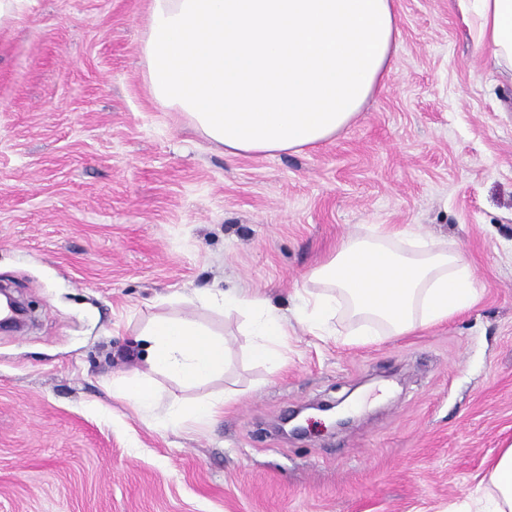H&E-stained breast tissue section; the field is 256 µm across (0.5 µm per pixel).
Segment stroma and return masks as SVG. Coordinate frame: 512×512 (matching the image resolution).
<instances>
[{"label": "stroma", "mask_w": 512, "mask_h": 512, "mask_svg": "<svg viewBox=\"0 0 512 512\" xmlns=\"http://www.w3.org/2000/svg\"><path fill=\"white\" fill-rule=\"evenodd\" d=\"M151 0H29L0 30V512H447L512 444V70L468 0H396L393 72L319 147L230 155L150 96ZM410 226L463 254L480 301L352 344L311 332L297 289L336 244ZM257 289L290 315L283 360L251 356ZM157 316L227 340L222 375L163 397L224 399L171 427L119 397ZM352 394L347 427L317 403ZM304 410L305 433L280 421Z\"/></svg>", "instance_id": "35a3bbf8"}]
</instances>
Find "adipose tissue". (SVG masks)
Returning <instances> with one entry per match:
<instances>
[{"label": "adipose tissue", "instance_id": "adipose-tissue-1", "mask_svg": "<svg viewBox=\"0 0 512 512\" xmlns=\"http://www.w3.org/2000/svg\"><path fill=\"white\" fill-rule=\"evenodd\" d=\"M479 43L512 68V0H472ZM395 0H152L140 52L152 98L187 114L231 154L314 147L347 127L391 72ZM296 317L330 326L340 309L353 340L400 336L470 309L482 291L462 255L408 228L343 240L312 274ZM200 303L244 314L253 357L279 364L288 320L257 292L212 290ZM145 370L122 382L137 406L161 400L156 376L186 386L224 371L221 335L160 316L141 332ZM474 512H512V445L493 463Z\"/></svg>", "mask_w": 512, "mask_h": 512}]
</instances>
